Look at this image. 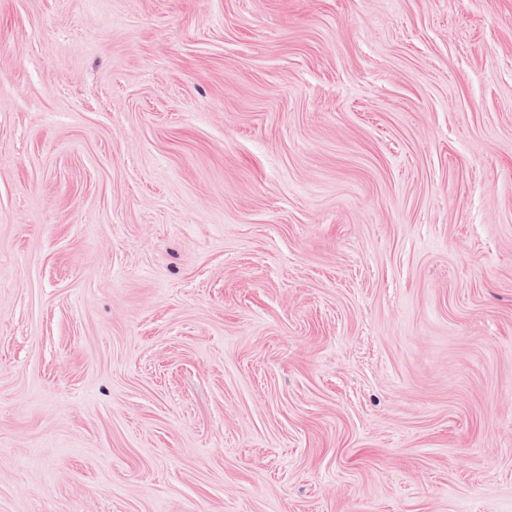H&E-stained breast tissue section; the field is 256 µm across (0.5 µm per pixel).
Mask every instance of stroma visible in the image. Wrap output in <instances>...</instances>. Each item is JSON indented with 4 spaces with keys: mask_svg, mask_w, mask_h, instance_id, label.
Instances as JSON below:
<instances>
[{
    "mask_svg": "<svg viewBox=\"0 0 512 512\" xmlns=\"http://www.w3.org/2000/svg\"><path fill=\"white\" fill-rule=\"evenodd\" d=\"M0 512H512V0H0Z\"/></svg>",
    "mask_w": 512,
    "mask_h": 512,
    "instance_id": "1",
    "label": "stroma"
}]
</instances>
